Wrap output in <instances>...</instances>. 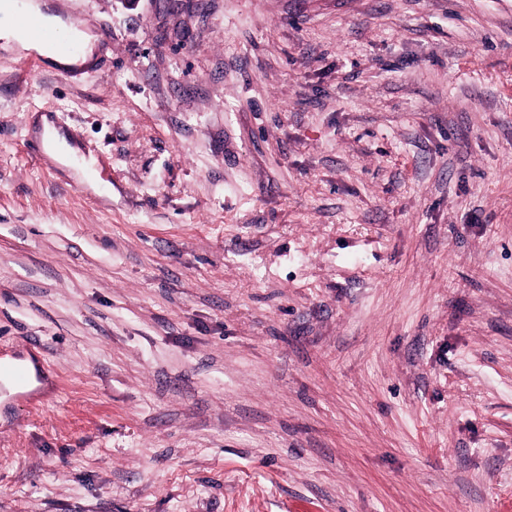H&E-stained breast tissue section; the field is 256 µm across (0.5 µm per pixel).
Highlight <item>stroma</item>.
I'll return each instance as SVG.
<instances>
[{
  "mask_svg": "<svg viewBox=\"0 0 512 512\" xmlns=\"http://www.w3.org/2000/svg\"><path fill=\"white\" fill-rule=\"evenodd\" d=\"M0 47V512H512V0H49ZM50 116L86 175L34 130ZM29 12L38 16L46 25L54 28L61 27L65 32L70 33L61 17L53 13L51 4L46 2L32 3L29 5ZM36 16L26 15L23 17V24L29 35L36 42L53 47L58 54L44 45L32 42L27 35L26 29L19 24L4 26L2 30L0 29V38L4 41L3 47L5 49H18L25 52L38 51L59 67H68L79 63L88 64L94 60L96 55V39L94 36L80 32L79 36L83 45L82 54L76 59H69L61 55L68 56L74 52L71 42L55 31L45 27Z\"/></svg>",
  "mask_w": 512,
  "mask_h": 512,
  "instance_id": "stroma-1",
  "label": "stroma"
}]
</instances>
